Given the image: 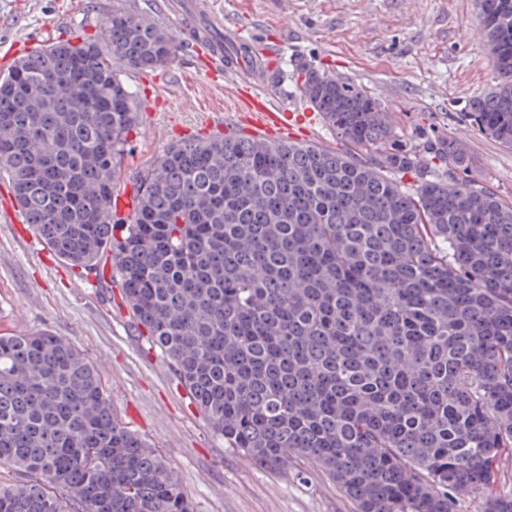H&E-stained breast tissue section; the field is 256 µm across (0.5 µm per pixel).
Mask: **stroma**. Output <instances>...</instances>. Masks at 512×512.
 Here are the masks:
<instances>
[{"label":"stroma","instance_id":"1","mask_svg":"<svg viewBox=\"0 0 512 512\" xmlns=\"http://www.w3.org/2000/svg\"><path fill=\"white\" fill-rule=\"evenodd\" d=\"M217 12L251 14L255 43L279 32L285 64L272 90L301 105L313 67L364 87L386 105L399 139L418 148L455 141L473 159L469 177L512 196V149L486 139L466 116L469 101L496 81L481 35L480 0H210ZM157 16V0H0V44L20 36L77 41L96 35L113 8ZM152 110L138 100V123L116 184L150 168L170 144L200 138L206 118L245 132L223 87L208 86L180 44L161 70ZM49 331L99 369L115 417L163 457L195 512H356V505L301 458L287 472L263 469L228 448L177 384L168 361L149 350L119 288L81 276L52 255L26 224L0 223V335Z\"/></svg>","mask_w":512,"mask_h":512}]
</instances>
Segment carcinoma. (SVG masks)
Listing matches in <instances>:
<instances>
[{
    "instance_id": "obj_1",
    "label": "carcinoma",
    "mask_w": 512,
    "mask_h": 512,
    "mask_svg": "<svg viewBox=\"0 0 512 512\" xmlns=\"http://www.w3.org/2000/svg\"><path fill=\"white\" fill-rule=\"evenodd\" d=\"M497 81L469 102L512 147V0H483ZM177 36L124 8L0 75V173L58 258L121 297L229 448L271 471L303 457L358 512H512V201L423 178L362 86L309 69L300 91L340 141L228 131L178 141L112 208L138 113L124 74L171 65ZM415 174L417 184L402 176ZM0 512H194L164 460L112 416L98 369L51 332L0 336Z\"/></svg>"
}]
</instances>
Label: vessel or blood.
<instances>
[{"label":"vessel or blood","instance_id":"b4317fda","mask_svg":"<svg viewBox=\"0 0 512 512\" xmlns=\"http://www.w3.org/2000/svg\"><path fill=\"white\" fill-rule=\"evenodd\" d=\"M160 8L192 46L196 69L211 82L223 84L232 93L237 111L248 113L254 136L287 139L297 121V109L277 102L268 90L270 74L284 60L282 40H267L255 52L249 48L250 18L220 15L206 19L198 6L182 0H162Z\"/></svg>","mask_w":512,"mask_h":512}]
</instances>
